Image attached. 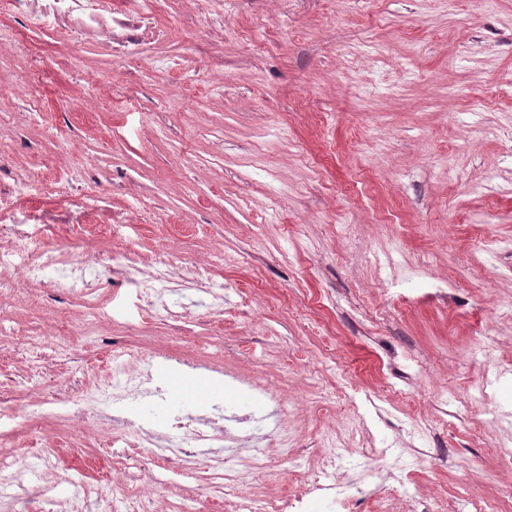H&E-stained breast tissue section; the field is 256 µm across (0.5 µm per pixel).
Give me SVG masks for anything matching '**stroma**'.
<instances>
[{
    "mask_svg": "<svg viewBox=\"0 0 512 512\" xmlns=\"http://www.w3.org/2000/svg\"><path fill=\"white\" fill-rule=\"evenodd\" d=\"M43 27L29 29V12ZM276 34L257 52L258 26ZM512 0H0V187L42 190L0 222L59 270L130 253L126 280L96 265L76 295L53 275L0 301V512H137L167 478L150 449L127 474L111 420L81 396L113 363L177 353L209 393L229 369L292 403L291 446L250 488L300 493L335 436L356 512H471L512 484ZM89 205L100 233L48 213ZM183 280L181 318L144 308L148 265ZM98 322L84 331L88 313ZM42 338L30 347L24 336ZM61 411L43 413L45 399ZM58 461L46 469L47 449Z\"/></svg>",
    "mask_w": 512,
    "mask_h": 512,
    "instance_id": "35a3bbf8",
    "label": "stroma"
}]
</instances>
